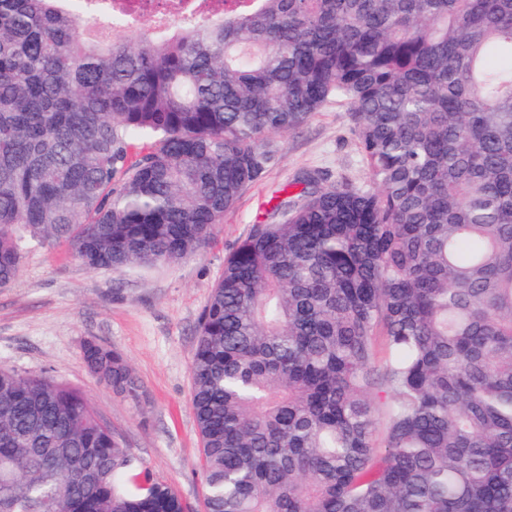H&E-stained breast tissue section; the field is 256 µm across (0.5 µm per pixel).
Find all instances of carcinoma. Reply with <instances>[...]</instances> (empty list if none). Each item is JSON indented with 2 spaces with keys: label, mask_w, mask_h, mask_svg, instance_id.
<instances>
[{
  "label": "carcinoma",
  "mask_w": 512,
  "mask_h": 512,
  "mask_svg": "<svg viewBox=\"0 0 512 512\" xmlns=\"http://www.w3.org/2000/svg\"><path fill=\"white\" fill-rule=\"evenodd\" d=\"M93 18L0 0V288L34 240L186 258L270 136L344 102L366 183L274 197L199 318L206 512H512V0H224L132 43ZM83 357L140 400L121 353ZM0 512L188 508L82 390L1 366Z\"/></svg>",
  "instance_id": "obj_1"
}]
</instances>
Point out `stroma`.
I'll return each mask as SVG.
<instances>
[{
	"label": "stroma",
	"mask_w": 512,
	"mask_h": 512,
	"mask_svg": "<svg viewBox=\"0 0 512 512\" xmlns=\"http://www.w3.org/2000/svg\"><path fill=\"white\" fill-rule=\"evenodd\" d=\"M278 162L250 186L204 248L178 263L114 273L92 270L67 244L32 243L11 285L0 288V366L46 372L79 386L98 416L125 440L137 465L170 484L192 512H205L195 472L201 442L191 409V361L200 314L224 259L279 191L322 172L326 184L363 182L367 169L344 103H331L300 130L270 137ZM120 352L140 401L100 383L83 359L87 340Z\"/></svg>",
	"instance_id": "obj_1"
}]
</instances>
